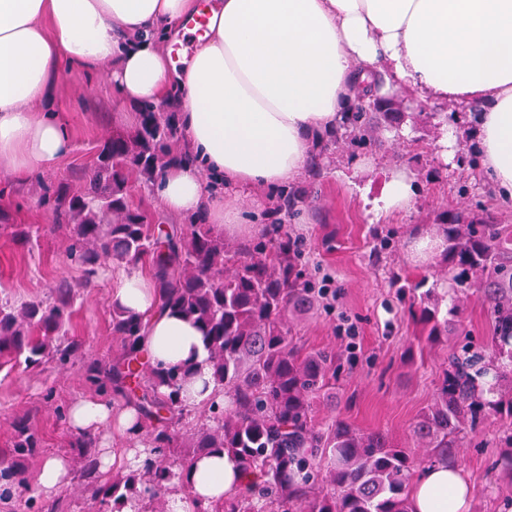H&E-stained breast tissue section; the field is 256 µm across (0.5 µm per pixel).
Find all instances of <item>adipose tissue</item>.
I'll use <instances>...</instances> for the list:
<instances>
[{"label":"adipose tissue","instance_id":"adipose-tissue-1","mask_svg":"<svg viewBox=\"0 0 512 512\" xmlns=\"http://www.w3.org/2000/svg\"><path fill=\"white\" fill-rule=\"evenodd\" d=\"M200 14L205 28L189 65L177 69L168 47ZM65 65L104 75L132 106L178 89L168 101L193 160L169 163L157 195L167 212L203 216L221 233L248 236L256 226L207 190L206 174L240 190L294 182L376 74L377 96L407 90L473 116L470 128L442 125L441 155L452 160L463 137H474L478 170L496 197L512 201V0H0V173L22 179L71 153L56 114ZM414 204V175L397 167L369 213L379 221ZM106 292L111 304L143 317L151 362L192 368L187 409L221 397L201 331L160 309L148 276L113 268ZM68 420L74 432L98 436L100 473L132 462L133 451H114L112 439H136V410L87 395L70 404ZM74 478L71 458L53 455L36 488L51 500ZM183 479L166 496L169 512L210 506L253 477L213 450ZM410 500L412 512H468L471 491L455 465L437 463L421 472Z\"/></svg>","mask_w":512,"mask_h":512}]
</instances>
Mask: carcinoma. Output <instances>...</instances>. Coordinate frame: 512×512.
<instances>
[{
	"mask_svg": "<svg viewBox=\"0 0 512 512\" xmlns=\"http://www.w3.org/2000/svg\"><path fill=\"white\" fill-rule=\"evenodd\" d=\"M139 118L134 134L103 143L84 188L60 185L46 190L44 201L54 223L73 229L68 257L87 278L110 261L134 267L149 260L160 307L202 331L224 400L187 422L188 371L145 361L142 318L113 308L112 336L121 353L109 364H88L85 379L95 393L135 408L143 429L139 443L149 458L140 471L112 468V479L101 483L94 475L97 439L78 437L82 494L91 512H119L120 501L140 489L163 512L169 485L210 449L264 478L261 488H245L211 512H411V481L423 461L383 432L365 433L340 419L315 423L314 403L335 384L336 361L328 351L303 352L290 336L286 316L307 313L317 298L284 225H271L248 245L225 242L199 215L186 224L151 227L128 204L127 175L135 172L147 183L161 177L180 131L175 114L157 104H145ZM408 118L391 99H361L347 112L342 140L366 146L378 129L398 130ZM437 227L451 284L481 292L493 334L483 352L464 345L450 354L436 397L412 426L432 463L462 446L484 409L512 410V388L504 389L512 384V225L479 220L460 204L443 212ZM57 292L52 305L0 304V369L48 359L66 365L77 357L79 346L62 332L72 315V287L63 282ZM428 299L424 294L419 312L431 325L429 338L448 335L451 320L439 317L438 304H425ZM14 431L12 460L41 448L27 421H15ZM21 503V512L59 508L31 495Z\"/></svg>",
	"mask_w": 512,
	"mask_h": 512,
	"instance_id": "obj_1",
	"label": "carcinoma"
}]
</instances>
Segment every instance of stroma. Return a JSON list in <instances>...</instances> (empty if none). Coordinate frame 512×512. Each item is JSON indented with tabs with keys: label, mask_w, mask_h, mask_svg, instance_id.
<instances>
[{
	"label": "stroma",
	"mask_w": 512,
	"mask_h": 512,
	"mask_svg": "<svg viewBox=\"0 0 512 512\" xmlns=\"http://www.w3.org/2000/svg\"><path fill=\"white\" fill-rule=\"evenodd\" d=\"M58 97L65 104L59 118L73 150L50 173L23 180L0 176V301L54 302L61 282L74 288L68 338L79 357L61 367L47 361L33 369L0 372V453L14 440L13 424L25 418L38 431L42 446L21 464L26 483H34L45 458L75 455V432L58 415L88 395L83 362H109L118 354L112 336V306L98 281H86L83 267L71 263L69 227L57 226L44 205L46 189L66 184L78 189L102 143L130 125L114 121L125 106L103 75L62 70ZM409 121V137L380 131L374 145L354 148L327 139L314 152L315 170L287 188H257L234 196L231 203L254 223L284 225L302 245L303 261L318 301L310 312L288 320L305 351L335 353L340 367L336 384L317 400L318 423L342 419L365 432L388 433L399 445H411V426L432 403L442 378V363L459 346H487L491 334L487 307L478 293L449 294L458 305L459 324L448 337L434 341L427 327L411 315L412 293L397 285L427 276L439 291L449 284L443 267L417 265L407 243L436 232L437 218L457 200L475 215L512 225V202H495L488 183L471 162L474 141L463 139L454 160L444 163L437 150L441 131L418 104ZM372 161L367 176L352 174L355 160ZM403 166L415 174L413 210L386 222L370 223L366 200L379 196L390 169ZM128 202L150 220L179 223L167 213L155 186L130 174ZM391 244L380 249L378 236ZM512 418L490 412L477 431L467 433L455 451V463L467 480L470 512H512V474L499 462L512 451L504 443Z\"/></svg>",
	"instance_id": "obj_1"
}]
</instances>
